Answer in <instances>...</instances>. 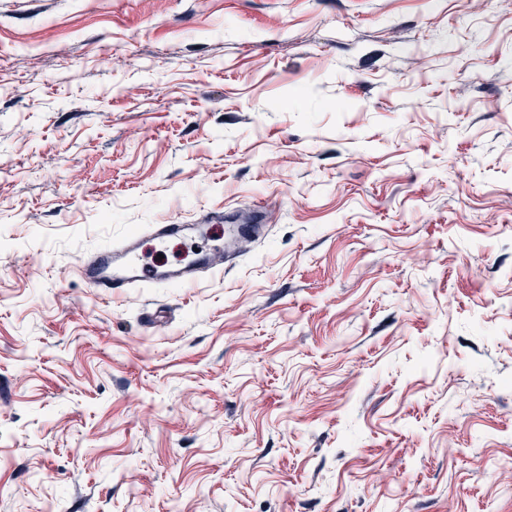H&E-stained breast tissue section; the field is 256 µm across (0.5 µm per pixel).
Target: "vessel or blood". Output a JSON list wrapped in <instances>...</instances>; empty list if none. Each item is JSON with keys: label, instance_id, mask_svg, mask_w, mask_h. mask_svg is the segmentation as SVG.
<instances>
[{"label": "vessel or blood", "instance_id": "obj_1", "mask_svg": "<svg viewBox=\"0 0 512 512\" xmlns=\"http://www.w3.org/2000/svg\"><path fill=\"white\" fill-rule=\"evenodd\" d=\"M204 225L156 224L149 238L157 250L167 248L171 239L182 237L189 232H204ZM141 240L137 237L99 250L83 258L77 268L79 275L87 281L95 295L105 299L126 292L139 283L152 280L178 286H190L198 282L204 272H216L224 267V252L215 248L198 253L193 262L180 267L157 271L146 270L138 261Z\"/></svg>", "mask_w": 512, "mask_h": 512}]
</instances>
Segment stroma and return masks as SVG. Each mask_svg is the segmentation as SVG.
<instances>
[{
    "label": "stroma",
    "mask_w": 512,
    "mask_h": 512,
    "mask_svg": "<svg viewBox=\"0 0 512 512\" xmlns=\"http://www.w3.org/2000/svg\"><path fill=\"white\" fill-rule=\"evenodd\" d=\"M0 512H512V0H0ZM213 227H220V224H154L149 235L151 241L154 242V249L162 251L167 248L171 239L184 237L190 231L203 233L205 230L208 232ZM140 244L141 239L138 237L125 238L118 244L99 250L91 257L83 258L77 271L95 295L105 299L122 294L148 280L191 286L198 282L200 273H215L224 267V251L214 248L198 253L192 263L147 272L145 266L136 261Z\"/></svg>",
    "instance_id": "35a3bbf8"
}]
</instances>
